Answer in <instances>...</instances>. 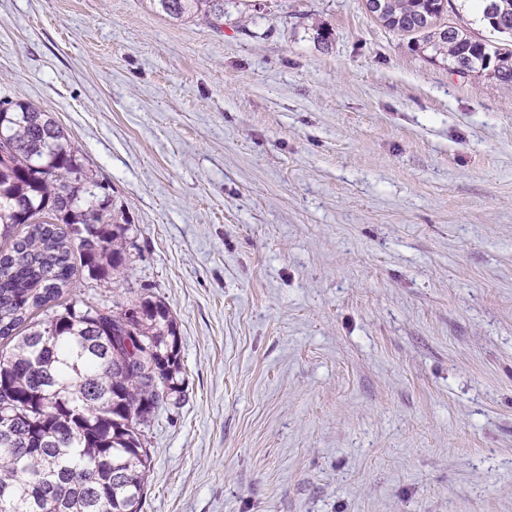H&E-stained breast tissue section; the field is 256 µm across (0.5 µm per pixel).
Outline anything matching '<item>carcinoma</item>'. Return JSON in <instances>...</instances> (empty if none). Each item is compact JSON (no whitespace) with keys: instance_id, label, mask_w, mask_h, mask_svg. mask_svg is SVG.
<instances>
[{"instance_id":"1","label":"carcinoma","mask_w":512,"mask_h":512,"mask_svg":"<svg viewBox=\"0 0 512 512\" xmlns=\"http://www.w3.org/2000/svg\"><path fill=\"white\" fill-rule=\"evenodd\" d=\"M149 2L176 21L224 25L226 0ZM449 2L379 0L376 18L454 74L512 83V49L445 22ZM479 2L512 38V0ZM101 188L51 113L0 105V239L11 242L0 251V512H142L146 429L183 394L166 302L130 287L107 310L61 301L79 267L94 281L128 282L133 227Z\"/></svg>"}]
</instances>
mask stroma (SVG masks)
Returning a JSON list of instances; mask_svg holds the SVG:
<instances>
[{"mask_svg":"<svg viewBox=\"0 0 512 512\" xmlns=\"http://www.w3.org/2000/svg\"><path fill=\"white\" fill-rule=\"evenodd\" d=\"M170 307L143 512H512V87L365 0H0ZM150 6L170 19H187L205 23L214 29L224 25L226 0H149Z\"/></svg>","mask_w":512,"mask_h":512,"instance_id":"35a3bbf8","label":"stroma"}]
</instances>
